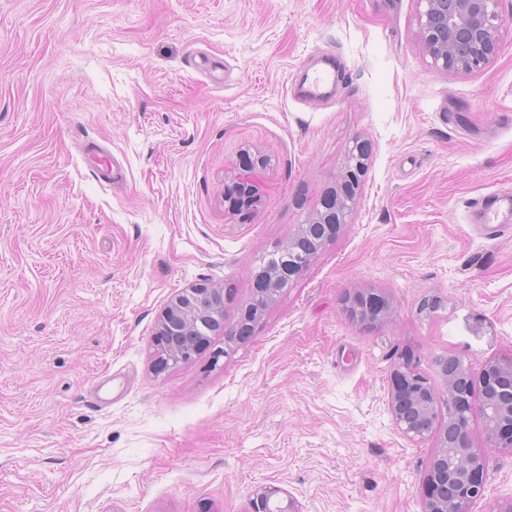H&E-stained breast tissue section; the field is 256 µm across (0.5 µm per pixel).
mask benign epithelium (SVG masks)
Masks as SVG:
<instances>
[{
  "label": "benign epithelium",
  "mask_w": 512,
  "mask_h": 512,
  "mask_svg": "<svg viewBox=\"0 0 512 512\" xmlns=\"http://www.w3.org/2000/svg\"><path fill=\"white\" fill-rule=\"evenodd\" d=\"M419 38L431 66L440 72L468 73L489 64L500 49L502 0H417ZM367 153L360 143L348 149L336 184L305 223L288 235V260L277 274L259 272L264 286L253 289L237 322L224 323V289L191 286L165 306L156 335L158 360L170 366L191 359L209 336L224 334L230 345L251 337L255 320L311 264L323 244L353 214ZM270 159L244 150L234 162L235 177L224 184L225 209L238 212L261 199V174ZM350 316L364 326L385 322L391 307L386 297L363 290L346 301ZM437 380L419 370L415 355L401 353L390 369L388 406L397 433L410 442L430 441L435 448L423 479L420 512H472L483 498L494 454L512 453V357L486 361L479 374L458 356L435 361ZM478 412L483 439H472L470 420ZM248 512H300L297 501L277 486L261 485Z\"/></svg>",
  "instance_id": "obj_1"
}]
</instances>
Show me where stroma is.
<instances>
[{
    "label": "stroma",
    "mask_w": 512,
    "mask_h": 512,
    "mask_svg": "<svg viewBox=\"0 0 512 512\" xmlns=\"http://www.w3.org/2000/svg\"><path fill=\"white\" fill-rule=\"evenodd\" d=\"M501 49L436 71L417 0H0V512H246L275 485L303 512H420L434 453L395 430L401 350L473 370L512 356V0ZM326 102L293 89L321 63ZM361 140L351 224L253 336L151 366L157 318L197 283L235 322ZM262 200L225 212L242 148ZM376 288L391 319L342 309ZM512 502L493 456L473 512ZM496 198L498 201L506 203L504 210H501V207L488 205V197L478 199L472 206V213H478L483 224H495L494 228L510 224L512 214V195L497 196Z\"/></svg>",
    "instance_id": "35a3bbf8"
}]
</instances>
